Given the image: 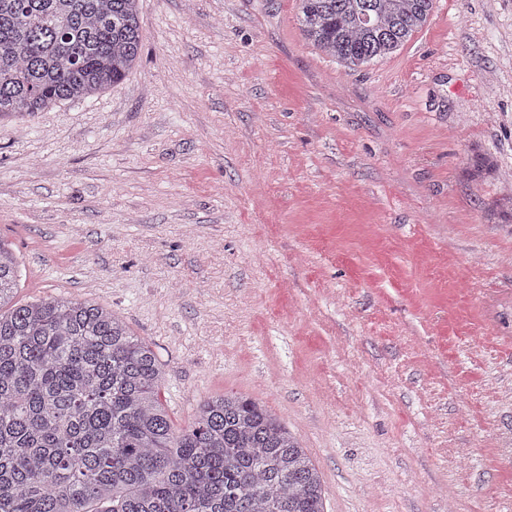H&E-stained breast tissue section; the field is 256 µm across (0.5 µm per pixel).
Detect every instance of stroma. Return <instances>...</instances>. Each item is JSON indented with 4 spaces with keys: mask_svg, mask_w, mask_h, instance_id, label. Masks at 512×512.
Masks as SVG:
<instances>
[{
    "mask_svg": "<svg viewBox=\"0 0 512 512\" xmlns=\"http://www.w3.org/2000/svg\"><path fill=\"white\" fill-rule=\"evenodd\" d=\"M140 58L0 116L16 302L149 343L175 429L275 412L325 512L512 507V0H436L349 68L299 0H139Z\"/></svg>",
    "mask_w": 512,
    "mask_h": 512,
    "instance_id": "35a3bbf8",
    "label": "stroma"
}]
</instances>
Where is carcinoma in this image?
<instances>
[{"label": "carcinoma", "instance_id": "obj_1", "mask_svg": "<svg viewBox=\"0 0 512 512\" xmlns=\"http://www.w3.org/2000/svg\"><path fill=\"white\" fill-rule=\"evenodd\" d=\"M138 0H0V115L120 81ZM305 38L353 67L403 46L434 0H299ZM0 241V512H324L320 472L255 400H205L176 430L152 348L99 305L13 302Z\"/></svg>", "mask_w": 512, "mask_h": 512}]
</instances>
